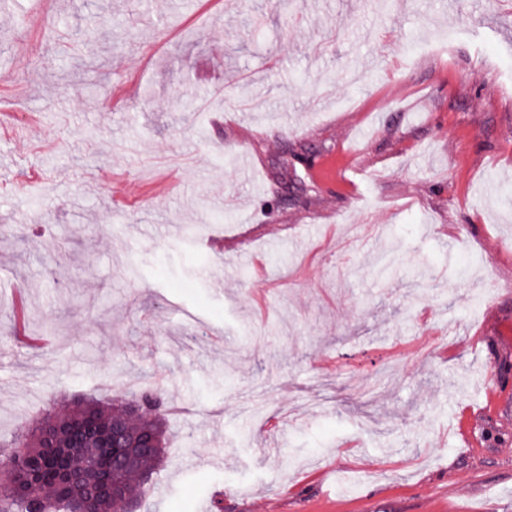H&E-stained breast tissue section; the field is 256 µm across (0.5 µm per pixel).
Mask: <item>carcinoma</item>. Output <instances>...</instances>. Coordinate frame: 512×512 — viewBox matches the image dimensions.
Returning <instances> with one entry per match:
<instances>
[{
	"mask_svg": "<svg viewBox=\"0 0 512 512\" xmlns=\"http://www.w3.org/2000/svg\"><path fill=\"white\" fill-rule=\"evenodd\" d=\"M165 398L160 391L116 404L112 400L75 397L49 406L37 418L22 424L8 441H0V512H122L128 501L140 508L134 482L149 480L165 450L161 412ZM123 420L134 436L154 438L156 447L139 455L134 466L117 477V499L96 498L72 492L60 475V465L81 469L88 464L82 449L58 448L75 431L100 433ZM112 447L97 449L93 466L98 476L112 482Z\"/></svg>",
	"mask_w": 512,
	"mask_h": 512,
	"instance_id": "carcinoma-1",
	"label": "carcinoma"
}]
</instances>
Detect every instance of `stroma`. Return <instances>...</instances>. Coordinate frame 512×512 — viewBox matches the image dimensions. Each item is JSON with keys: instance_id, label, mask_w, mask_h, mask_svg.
Listing matches in <instances>:
<instances>
[{"instance_id": "obj_1", "label": "stroma", "mask_w": 512, "mask_h": 512, "mask_svg": "<svg viewBox=\"0 0 512 512\" xmlns=\"http://www.w3.org/2000/svg\"><path fill=\"white\" fill-rule=\"evenodd\" d=\"M508 188L512 0H16L0 438L160 375L141 512H512Z\"/></svg>"}]
</instances>
